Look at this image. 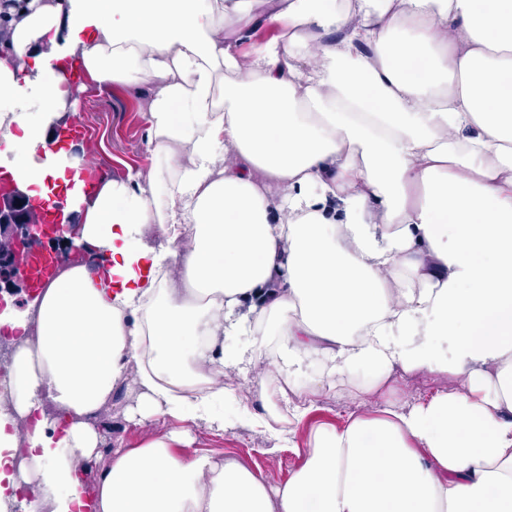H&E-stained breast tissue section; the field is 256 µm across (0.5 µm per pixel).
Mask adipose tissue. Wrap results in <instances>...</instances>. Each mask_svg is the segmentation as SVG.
I'll return each instance as SVG.
<instances>
[{"label": "adipose tissue", "mask_w": 512, "mask_h": 512, "mask_svg": "<svg viewBox=\"0 0 512 512\" xmlns=\"http://www.w3.org/2000/svg\"><path fill=\"white\" fill-rule=\"evenodd\" d=\"M252 3L8 10L0 143L18 186L43 197L78 166L48 149L73 58L99 87L151 88L158 163L67 191L96 272L65 265L0 315V512L24 484L48 512H512V0H265L276 32L243 59ZM262 357L294 418L344 385L387 399L315 426L280 484L183 455L192 428L223 430L217 405L259 422L224 368ZM397 368L460 385L399 404ZM127 382L126 421L172 426L105 456L98 414Z\"/></svg>", "instance_id": "ef3b65f1"}]
</instances>
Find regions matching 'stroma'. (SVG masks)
<instances>
[{
    "mask_svg": "<svg viewBox=\"0 0 512 512\" xmlns=\"http://www.w3.org/2000/svg\"><path fill=\"white\" fill-rule=\"evenodd\" d=\"M149 94L150 89L146 86L136 90L115 86L94 92L85 87L78 92L76 119L85 120L88 98H95L97 103L91 138L77 150L83 161H108L112 177L116 180L125 179L132 171L150 173L156 160L148 145V125L144 117ZM271 368L272 362L268 359L255 361L244 368L228 366L224 369V383L230 388H245L250 411L260 414L264 411V398L258 381ZM396 378L399 382L396 399L402 404L456 384L453 376L428 372H400ZM133 403V396L127 390H120L100 415L103 422L112 423L113 427L122 430L126 445L131 448L167 425L166 420L158 419L140 426H125L123 412ZM358 409V400L351 391H331L317 398L314 408L300 419L290 438H277L262 428L237 421L225 424L220 433L195 429L194 447L219 458L235 456L268 483L278 484L300 466L302 458L297 449L305 445L315 425L342 426L348 415Z\"/></svg>",
    "mask_w": 512,
    "mask_h": 512,
    "instance_id": "1",
    "label": "stroma"
}]
</instances>
